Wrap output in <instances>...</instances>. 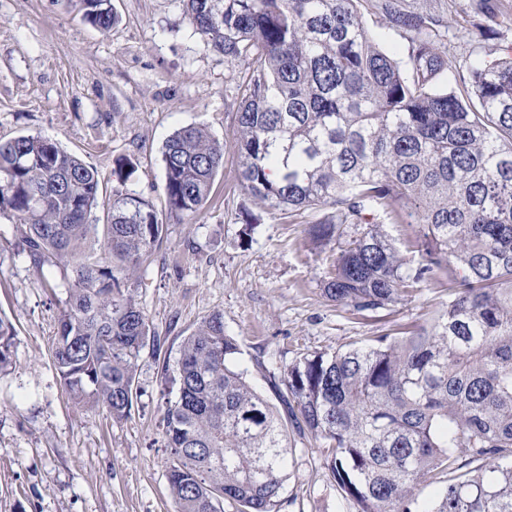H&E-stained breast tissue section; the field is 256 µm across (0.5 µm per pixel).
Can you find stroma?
Instances as JSON below:
<instances>
[{
  "instance_id": "35a3bbf8",
  "label": "stroma",
  "mask_w": 512,
  "mask_h": 512,
  "mask_svg": "<svg viewBox=\"0 0 512 512\" xmlns=\"http://www.w3.org/2000/svg\"><path fill=\"white\" fill-rule=\"evenodd\" d=\"M457 69L438 88L461 83L470 59L512 51V25L475 40L486 19L476 0H435ZM118 23L89 24L75 0H0V140L41 135L80 157L104 195L116 158L136 173L129 189L165 206L162 148L177 129L206 127L224 143V168L196 220H170L162 245L126 286L156 331L138 362L139 398L130 419L76 406L54 369L51 347L66 298L62 268L35 267L18 247L15 219L0 216V314L13 324L12 362L0 369V512H175L161 425L163 363L208 315L240 349L249 382L276 401L282 366L394 336L448 301L444 274L412 298L377 312L328 299L322 288L355 227L326 245L309 234L311 213H269L238 184L233 131L238 69L204 52L180 0H112ZM258 218L246 228L244 212ZM292 466L279 512H355L311 435L292 433Z\"/></svg>"
}]
</instances>
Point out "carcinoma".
Returning <instances> with one entry per match:
<instances>
[{"label": "carcinoma", "mask_w": 512, "mask_h": 512, "mask_svg": "<svg viewBox=\"0 0 512 512\" xmlns=\"http://www.w3.org/2000/svg\"><path fill=\"white\" fill-rule=\"evenodd\" d=\"M200 47L243 69L234 131L238 180L272 212H329L366 230L336 259L328 298L384 309L445 271L451 294L433 322L281 367L282 415L236 369L224 316L204 318L165 379L167 480L177 512H278L288 423L322 441L356 512H512V55L470 65V84L437 91L453 70L438 46L444 16L407 0H181ZM101 30L111 0H78ZM402 33L407 60L380 48L362 11ZM167 214L194 220L224 167L206 129L175 131L163 151ZM117 160L107 220L91 223L100 183L79 157L39 135L0 141V214L22 226L38 267L61 264L67 297L52 359L72 402L132 417L137 363L155 339L124 273L159 246L164 220L126 189ZM420 225L422 261L400 256L379 214ZM94 240L99 252H86ZM13 325L0 316V368ZM491 465L460 475L475 461ZM453 475L432 503L423 480Z\"/></svg>", "instance_id": "1"}]
</instances>
